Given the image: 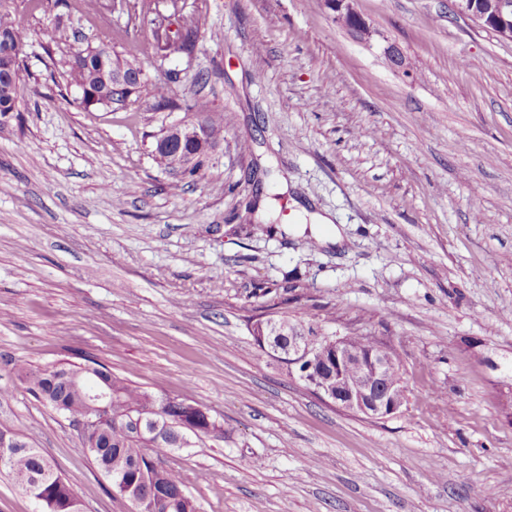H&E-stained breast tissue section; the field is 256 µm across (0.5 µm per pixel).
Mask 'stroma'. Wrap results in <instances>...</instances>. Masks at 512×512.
<instances>
[{
  "label": "stroma",
  "mask_w": 512,
  "mask_h": 512,
  "mask_svg": "<svg viewBox=\"0 0 512 512\" xmlns=\"http://www.w3.org/2000/svg\"><path fill=\"white\" fill-rule=\"evenodd\" d=\"M449 4L355 0L368 43L325 0H188L198 46L169 59L153 13L69 9L86 35L148 44L147 76L180 104L106 111L48 79L47 18L12 0L38 84L0 128V429L82 512L132 504L16 361L92 358L223 423L229 438L161 455L200 512H512V42ZM201 96L224 134L180 180L155 141ZM302 210L327 221L299 230ZM284 315L391 348L400 412L310 392L248 329Z\"/></svg>",
  "instance_id": "stroma-1"
}]
</instances>
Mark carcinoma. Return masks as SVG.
Segmentation results:
<instances>
[{
  "label": "carcinoma",
  "mask_w": 512,
  "mask_h": 512,
  "mask_svg": "<svg viewBox=\"0 0 512 512\" xmlns=\"http://www.w3.org/2000/svg\"><path fill=\"white\" fill-rule=\"evenodd\" d=\"M199 35V21L189 24L183 35H173L167 42L168 56H190L194 53ZM23 28L11 11L7 0H0V111H19V105L36 93L22 71L26 69L23 56ZM44 50L52 55L54 48L75 44L64 61L61 77L76 86L87 107L112 109L127 101V93L112 84V72L142 71L139 56L146 50L135 40L128 42L126 54L113 51L112 29L99 31L89 38L80 30L56 17L53 24L42 30ZM139 91H146L158 109H173L179 104L171 97L168 85L142 82ZM187 110L200 117L199 125L208 139L215 142L224 130V115H211L209 102L199 97ZM164 169L183 177H192L205 165L208 153L199 151L191 169L182 164V155L176 152L155 154ZM17 379L34 398L71 420L85 415V386L81 383L64 385L58 381L53 366H35L28 362L15 364ZM112 404L108 417L92 424L81 436L83 447L93 458L99 470L110 480L117 493L130 502H155V512H198L194 497L185 489L180 474L161 465L159 458L146 452L152 448L159 453L166 448H179V436L184 429L173 416L178 411L166 405V399L112 376ZM168 426V431L155 442L150 427ZM0 473L12 477L15 483L35 503L37 512H81V506L69 481L42 454L28 443L3 457L0 455Z\"/></svg>",
  "instance_id": "cac0c4a2"
}]
</instances>
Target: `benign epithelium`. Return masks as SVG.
I'll use <instances>...</instances> for the list:
<instances>
[{
    "label": "benign epithelium",
    "instance_id": "obj_1",
    "mask_svg": "<svg viewBox=\"0 0 512 512\" xmlns=\"http://www.w3.org/2000/svg\"><path fill=\"white\" fill-rule=\"evenodd\" d=\"M175 6L177 21L166 17L160 20L158 33L161 42L168 41L171 32L181 30L190 24V19L180 15L179 0H170ZM354 0H326L327 8L351 34L363 41H370L373 30L370 23L353 6ZM455 12L471 19L478 27L490 30L503 40L512 41V0H494L493 8L485 11L476 7L474 0H454ZM201 142V132L196 125L177 122L166 126L156 140L164 149L181 150L184 145ZM267 351L288 358L290 365L303 367L301 379L307 387L327 403L361 414L371 419H383L397 414L401 403L393 394V379L388 373V351L373 348L364 354L353 349L348 339L337 338L327 341L335 356L336 374L325 375L316 368L314 354L316 337L306 332L288 333V344L277 342L273 337L262 338ZM352 365L361 367L360 372L350 377L344 369ZM110 392L95 383L93 404L88 420L102 413L109 402Z\"/></svg>",
    "mask_w": 512,
    "mask_h": 512
}]
</instances>
